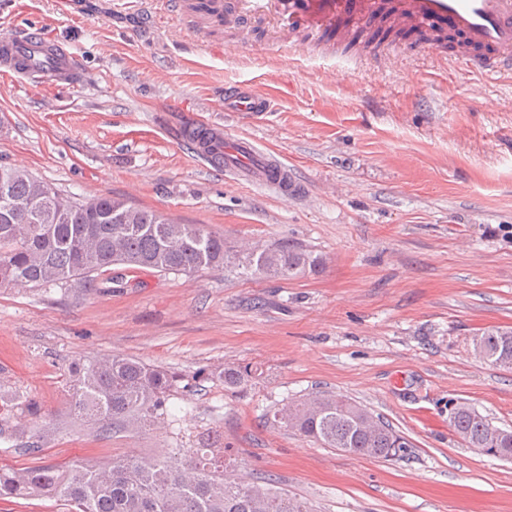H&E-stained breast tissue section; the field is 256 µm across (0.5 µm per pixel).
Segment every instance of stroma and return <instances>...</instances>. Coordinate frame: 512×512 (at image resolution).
Returning a JSON list of instances; mask_svg holds the SVG:
<instances>
[{
    "mask_svg": "<svg viewBox=\"0 0 512 512\" xmlns=\"http://www.w3.org/2000/svg\"><path fill=\"white\" fill-rule=\"evenodd\" d=\"M160 16L157 0H0V36L36 25L69 45L77 87L0 78V165L77 198L110 195L232 246L284 242L320 256L295 279L224 270L108 267L111 290H0V392L37 401L26 454L0 440V467L170 456L221 437L240 474L264 476L315 512H512V462L458 439L449 403L512 428V370L475 336L512 327V78L457 68L448 45L368 34L333 50L271 41L267 22L227 29ZM273 94L259 116L224 109V85ZM280 154L282 198L210 170L181 140L186 116ZM123 354L194 388L171 417L106 433L70 412L67 367ZM248 365L230 390L208 375ZM318 391L366 407L409 447L385 460L323 447L266 424L276 402Z\"/></svg>",
    "mask_w": 512,
    "mask_h": 512,
    "instance_id": "obj_1",
    "label": "stroma"
}]
</instances>
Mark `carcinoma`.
Masks as SVG:
<instances>
[{"label":"carcinoma","instance_id":"cac0c4a2","mask_svg":"<svg viewBox=\"0 0 512 512\" xmlns=\"http://www.w3.org/2000/svg\"><path fill=\"white\" fill-rule=\"evenodd\" d=\"M65 205L52 224L30 222L42 207L38 190ZM24 204L0 205V288L77 282L98 288L96 273L112 265L147 267L160 272L193 273L239 267L255 275L295 278L320 265L307 249L286 243L254 245L241 256L224 238L202 224H177L163 214L102 195L79 200L61 194L27 171L0 165V190ZM476 352L501 368L512 369V329L493 328L475 338ZM73 413L112 432H140L169 414V401L184 378L122 355L67 368ZM248 367L212 369L209 376L238 388L251 377ZM0 403L21 405L31 416L41 407L20 395L0 394ZM266 423L313 438L326 448L374 458H390L408 448L406 439L380 417L347 397L318 393L265 414ZM448 421L470 448L496 457H512V435L489 436L491 421L464 404L448 408ZM25 427L0 418V439L41 451L22 441ZM51 496L67 512H313L306 502L274 487L271 481H247L235 474L230 454L211 434L180 458L119 455L107 462H74L63 469L33 466L0 469V498Z\"/></svg>","mask_w":512,"mask_h":512}]
</instances>
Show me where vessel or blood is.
I'll use <instances>...</instances> for the list:
<instances>
[{
    "label": "vessel or blood",
    "mask_w": 512,
    "mask_h": 512,
    "mask_svg": "<svg viewBox=\"0 0 512 512\" xmlns=\"http://www.w3.org/2000/svg\"><path fill=\"white\" fill-rule=\"evenodd\" d=\"M380 0H237V13L269 12L289 28L315 37L379 21ZM392 22L462 36L455 60L462 69L495 78L512 74V0H397ZM0 74L38 78L72 86L82 80L75 53L60 41H46L40 27L28 26L0 39ZM272 98L253 94L243 83L224 86L228 112L272 111ZM184 129L197 156L234 180L261 186L285 197L296 192L292 169L277 155L261 150L248 138L232 137L223 128L187 117Z\"/></svg>",
    "instance_id": "1"
}]
</instances>
